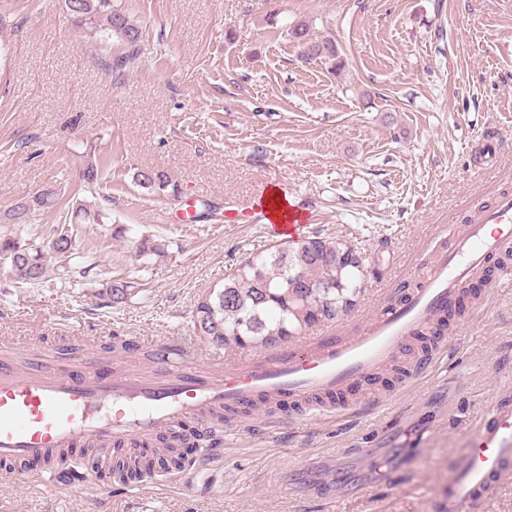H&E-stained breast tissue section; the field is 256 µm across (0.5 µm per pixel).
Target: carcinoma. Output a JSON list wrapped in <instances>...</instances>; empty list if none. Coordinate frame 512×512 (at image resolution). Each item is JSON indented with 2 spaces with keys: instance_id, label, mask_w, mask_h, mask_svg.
<instances>
[{
  "instance_id": "obj_1",
  "label": "carcinoma",
  "mask_w": 512,
  "mask_h": 512,
  "mask_svg": "<svg viewBox=\"0 0 512 512\" xmlns=\"http://www.w3.org/2000/svg\"><path fill=\"white\" fill-rule=\"evenodd\" d=\"M67 14L76 26L90 34L119 38L127 51L108 57L104 64L115 78L124 76L144 55L142 29L115 5L114 0H64ZM291 37L302 48V58L329 65L341 74L346 61L333 37L313 39L309 25L297 23ZM136 183L147 189L168 186L162 171H139ZM56 191L46 188L15 203L7 213L12 224H27L36 212L53 204ZM51 242L64 244L67 256L76 255V240L64 224L57 225ZM0 260L9 264L17 284H37L46 273L41 248L14 240L0 241ZM364 263L348 244L315 235L296 249L277 248L243 262L224 285L213 288L192 312L193 332L217 345L267 347L285 341L318 322H331L350 312L361 288ZM126 281L109 284L106 294L119 304L130 294Z\"/></svg>"
}]
</instances>
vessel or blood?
<instances>
[{"label": "vessel or blood", "instance_id": "1", "mask_svg": "<svg viewBox=\"0 0 512 512\" xmlns=\"http://www.w3.org/2000/svg\"><path fill=\"white\" fill-rule=\"evenodd\" d=\"M450 235L449 245L416 272V288L350 333L328 329L244 357L145 336L141 343L150 356L144 363L118 354L65 370L56 365L57 349L39 342L28 343L26 364L0 356V484L26 476L39 461L73 480L77 467L61 465L70 449H94L103 464L118 447L143 439L178 444L187 424L207 461L215 455L216 414L341 394L398 362L406 341L455 307L464 283L512 250V192L477 207L470 224ZM465 435L468 451L448 484V512H472L512 473V399H494Z\"/></svg>", "mask_w": 512, "mask_h": 512}]
</instances>
